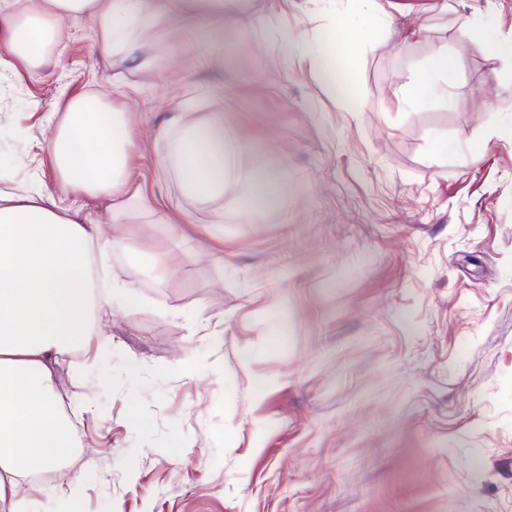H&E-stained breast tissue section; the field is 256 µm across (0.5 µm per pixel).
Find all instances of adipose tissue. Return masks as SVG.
Segmentation results:
<instances>
[{"mask_svg":"<svg viewBox=\"0 0 512 512\" xmlns=\"http://www.w3.org/2000/svg\"><path fill=\"white\" fill-rule=\"evenodd\" d=\"M169 8V0H0V78L20 66L37 73L55 64L61 24L78 16L93 20L103 56L118 54L129 70L142 69L152 59L140 35ZM279 41L283 50L310 56L331 90L344 93L323 42H301L285 29ZM459 65L456 57L437 56L428 70L410 76L403 103L423 104L437 78ZM161 133L167 140L162 165L200 208L227 198L241 180L252 184L258 202L280 182L276 168L249 172L236 164L222 113L190 122L175 110ZM130 144L126 113L100 97L77 96L42 146L56 185L35 178L16 188L0 175V512H28L34 474L60 465L78 445L56 365L64 353L86 354L105 341L100 323L110 301L98 284L109 274L112 252L125 242L103 227L147 206L129 164ZM63 194L106 200V213L100 218L64 207ZM227 200L237 207V199Z\"/></svg>","mask_w":512,"mask_h":512,"instance_id":"obj_1","label":"adipose tissue"}]
</instances>
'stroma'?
Instances as JSON below:
<instances>
[{"mask_svg": "<svg viewBox=\"0 0 512 512\" xmlns=\"http://www.w3.org/2000/svg\"><path fill=\"white\" fill-rule=\"evenodd\" d=\"M378 5L364 51L338 56L343 96L278 32L332 38L368 0L162 18L139 71L68 19L57 66L0 86L17 185L55 183L41 145L69 98L127 114L151 207L115 229L174 269L112 255L108 342L58 362L82 446L44 512H512V57L488 49L512 40V0ZM443 52L461 61L447 99L399 105ZM182 106L223 113L243 169L280 170L258 212L198 209L160 166ZM185 216L174 243L163 226Z\"/></svg>", "mask_w": 512, "mask_h": 512, "instance_id": "obj_1", "label": "stroma"}]
</instances>
